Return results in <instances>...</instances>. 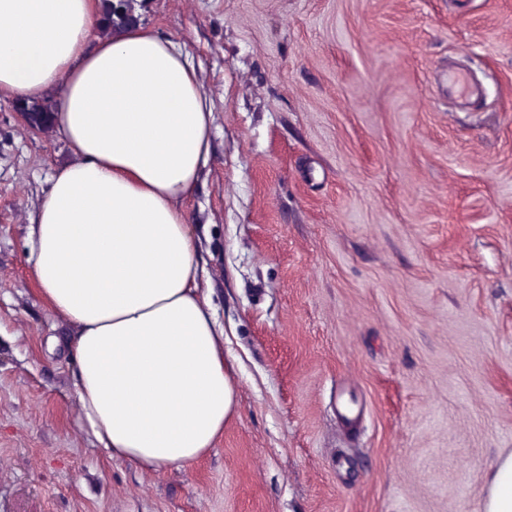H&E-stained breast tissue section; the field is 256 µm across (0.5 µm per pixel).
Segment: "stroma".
<instances>
[{"mask_svg": "<svg viewBox=\"0 0 512 512\" xmlns=\"http://www.w3.org/2000/svg\"><path fill=\"white\" fill-rule=\"evenodd\" d=\"M193 58L183 204L236 412L162 471L88 431L30 226L77 156L0 94V512H481L512 451V0H134ZM483 95L458 107L449 64Z\"/></svg>", "mask_w": 512, "mask_h": 512, "instance_id": "1", "label": "stroma"}]
</instances>
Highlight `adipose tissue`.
<instances>
[{"label": "adipose tissue", "instance_id": "obj_1", "mask_svg": "<svg viewBox=\"0 0 512 512\" xmlns=\"http://www.w3.org/2000/svg\"><path fill=\"white\" fill-rule=\"evenodd\" d=\"M94 0H0V92L63 87L54 123L80 157L30 229L41 293L78 334L86 422L113 457L163 470L213 448L235 407L224 330L199 293L181 209L210 163L212 110L190 55L151 27L93 34ZM483 512H512V452Z\"/></svg>", "mask_w": 512, "mask_h": 512}]
</instances>
